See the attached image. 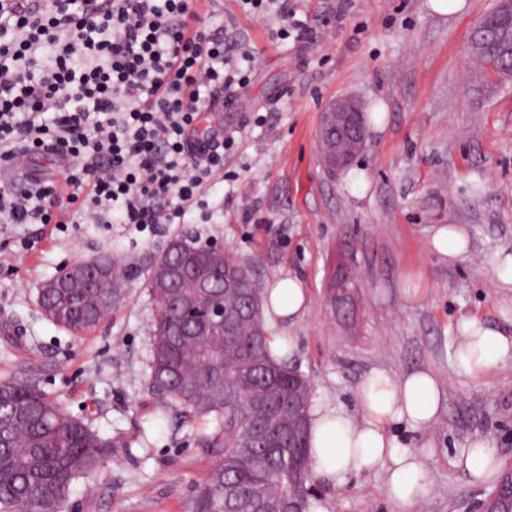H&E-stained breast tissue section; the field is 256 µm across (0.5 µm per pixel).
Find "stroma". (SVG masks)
I'll use <instances>...</instances> for the list:
<instances>
[{
	"mask_svg": "<svg viewBox=\"0 0 512 512\" xmlns=\"http://www.w3.org/2000/svg\"><path fill=\"white\" fill-rule=\"evenodd\" d=\"M295 24L315 38L278 34L274 10L241 0H204L201 16L224 29V52L250 61L233 106L205 111L233 142L224 174L204 187L203 206L175 224H1L0 377L31 371L74 415L112 439V456L73 487L68 512H191L208 473L195 426L162 410L148 385L153 303L145 282L174 235L223 243L251 261L267 287L293 276L310 296L292 322H271L288 356L313 384V400L358 412L357 388L383 368L433 372L445 391L435 425L397 428L424 455L430 490L415 512H474L492 481L476 482L457 461L477 439L494 443L499 468H512V363L474 379L457 372L456 325L474 316L503 335L512 288L492 283L500 251L512 252V78L493 93L470 87L471 28L496 0H466L454 15L432 0H290ZM344 96L368 116L367 148L331 180L318 155L321 112ZM465 228L467 257L432 252L430 229ZM102 252L133 278L112 315L86 337L48 321L41 283L61 267ZM358 289L352 317L330 298L339 265ZM314 501L329 512H392L385 477L372 470L343 485L315 475Z\"/></svg>",
	"mask_w": 512,
	"mask_h": 512,
	"instance_id": "stroma-1",
	"label": "stroma"
}]
</instances>
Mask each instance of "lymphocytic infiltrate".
<instances>
[{
  "label": "lymphocytic infiltrate",
  "mask_w": 512,
  "mask_h": 512,
  "mask_svg": "<svg viewBox=\"0 0 512 512\" xmlns=\"http://www.w3.org/2000/svg\"><path fill=\"white\" fill-rule=\"evenodd\" d=\"M246 82L197 0H0V220L67 224L75 203L109 224L117 204L123 223L157 224L200 204L228 140L190 135ZM39 155L66 159L61 183L12 176Z\"/></svg>",
  "instance_id": "1"
}]
</instances>
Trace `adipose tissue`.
Listing matches in <instances>:
<instances>
[{
    "instance_id": "obj_1",
    "label": "adipose tissue",
    "mask_w": 512,
    "mask_h": 512,
    "mask_svg": "<svg viewBox=\"0 0 512 512\" xmlns=\"http://www.w3.org/2000/svg\"><path fill=\"white\" fill-rule=\"evenodd\" d=\"M309 297L295 277L275 279L265 289L268 316L289 321L308 308ZM456 368L479 377L512 360V338L473 317L460 318ZM359 416H351L325 401L310 408V457L316 471L344 484L356 473L374 468L386 476V495L395 512H412L428 489L423 456L404 446L394 434L396 424L421 431L429 428L440 409L442 394L436 376L417 370L402 377L374 370L358 387Z\"/></svg>"
}]
</instances>
